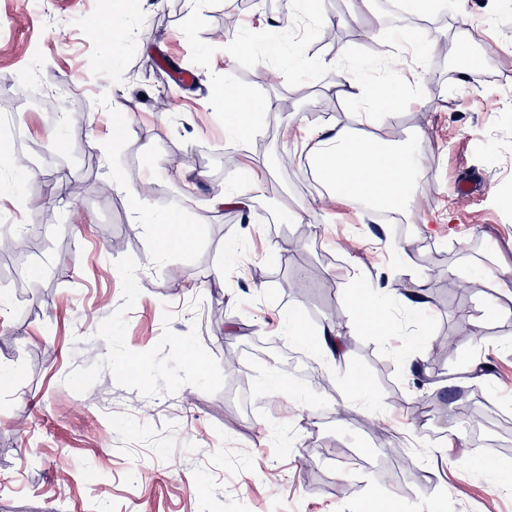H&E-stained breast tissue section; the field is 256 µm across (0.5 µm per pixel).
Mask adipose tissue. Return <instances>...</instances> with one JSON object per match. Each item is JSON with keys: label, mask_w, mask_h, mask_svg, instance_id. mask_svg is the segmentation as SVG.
I'll use <instances>...</instances> for the list:
<instances>
[{"label": "adipose tissue", "mask_w": 512, "mask_h": 512, "mask_svg": "<svg viewBox=\"0 0 512 512\" xmlns=\"http://www.w3.org/2000/svg\"><path fill=\"white\" fill-rule=\"evenodd\" d=\"M340 75L348 96L361 104L360 120H367L371 100H378L386 110L402 102L400 86H391L379 96L358 86L351 66H341ZM213 91L224 105V121L229 132L236 138H246L258 107L247 94L225 90L222 81L214 82ZM313 156L320 177L331 187L330 201L352 205L362 202L371 210L391 201L402 208L409 201L408 191L418 162L402 146L342 127L330 130L327 138L319 140Z\"/></svg>", "instance_id": "obj_1"}]
</instances>
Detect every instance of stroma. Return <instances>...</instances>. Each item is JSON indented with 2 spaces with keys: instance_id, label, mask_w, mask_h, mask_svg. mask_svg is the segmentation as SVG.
<instances>
[{
  "instance_id": "obj_1",
  "label": "stroma",
  "mask_w": 512,
  "mask_h": 512,
  "mask_svg": "<svg viewBox=\"0 0 512 512\" xmlns=\"http://www.w3.org/2000/svg\"><path fill=\"white\" fill-rule=\"evenodd\" d=\"M112 4L0 0V239L13 242L0 252V512H366L372 499L386 512H512V0L403 13L382 49V0L371 14L356 0L317 14L205 0L193 18L186 0H129L103 42ZM322 13L328 48L313 44ZM221 29L271 38L228 59ZM401 45L421 53L404 102L359 124L333 61L346 54L372 89L395 80L380 62ZM454 56L486 60L478 84ZM217 76L293 110L233 139ZM63 81L68 99L17 107ZM118 110L131 126L116 140ZM298 127L408 144L421 163L399 223L323 205L288 134ZM20 151L33 168L7 165ZM194 152L199 167L174 164ZM253 169L265 188L249 207L211 208ZM116 176L123 190L102 193ZM152 181L164 197L145 195ZM136 194L194 226L195 246L159 250L133 218ZM486 257L506 290L476 279L465 298L449 293V269ZM414 280L426 307L393 294L383 328L352 327L355 288ZM334 319L346 356L315 350L307 375L289 372L294 329L311 342ZM448 336L455 353L437 361ZM358 377L366 415L346 409ZM473 417L503 451L466 435Z\"/></svg>"
}]
</instances>
